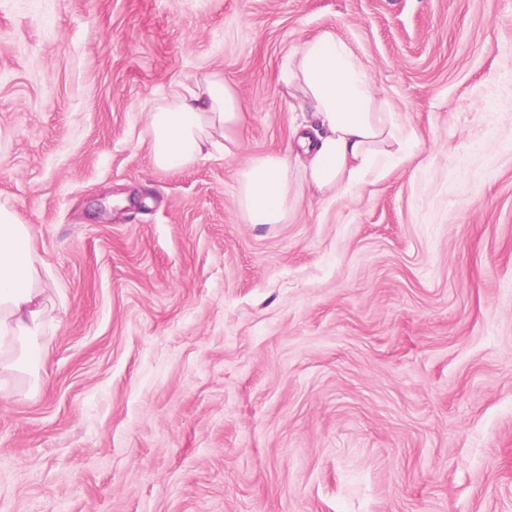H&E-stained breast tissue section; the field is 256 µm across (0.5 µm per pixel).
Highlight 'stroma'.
Listing matches in <instances>:
<instances>
[{"mask_svg":"<svg viewBox=\"0 0 512 512\" xmlns=\"http://www.w3.org/2000/svg\"><path fill=\"white\" fill-rule=\"evenodd\" d=\"M330 30L414 158L283 224L144 114L223 73L251 155ZM0 206L56 319L0 375V512H512V0H0Z\"/></svg>","mask_w":512,"mask_h":512,"instance_id":"stroma-1","label":"stroma"}]
</instances>
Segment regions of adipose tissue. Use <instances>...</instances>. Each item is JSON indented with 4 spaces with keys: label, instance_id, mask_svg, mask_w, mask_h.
<instances>
[{
    "label": "adipose tissue",
    "instance_id": "ef3b65f1",
    "mask_svg": "<svg viewBox=\"0 0 512 512\" xmlns=\"http://www.w3.org/2000/svg\"><path fill=\"white\" fill-rule=\"evenodd\" d=\"M289 85L315 125L294 128L299 152L246 158L238 206L249 224L285 223L303 194L341 198L416 152L413 130L381 98L351 45L334 32L302 42ZM243 119L240 99L221 74L197 77L148 112L152 161L163 170H180L217 151L240 155ZM29 238L28 227L0 207V370L34 366L44 356L34 339L52 314Z\"/></svg>",
    "mask_w": 512,
    "mask_h": 512
}]
</instances>
